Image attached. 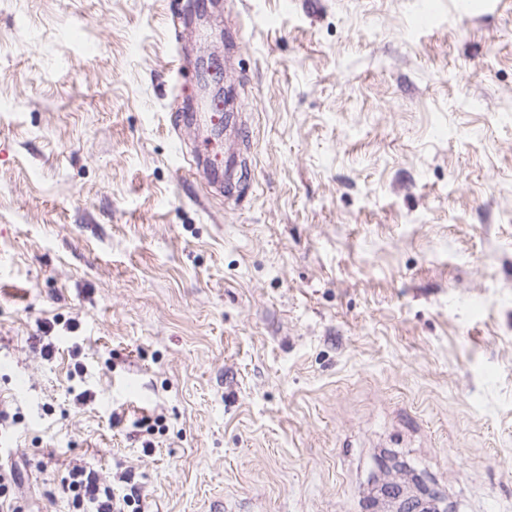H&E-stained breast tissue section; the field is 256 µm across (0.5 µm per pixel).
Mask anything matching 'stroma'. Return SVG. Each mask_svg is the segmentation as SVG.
<instances>
[{"instance_id": "1", "label": "stroma", "mask_w": 512, "mask_h": 512, "mask_svg": "<svg viewBox=\"0 0 512 512\" xmlns=\"http://www.w3.org/2000/svg\"><path fill=\"white\" fill-rule=\"evenodd\" d=\"M417 2L0 0V467L28 512H71L74 463L145 512H370L384 452L448 512H512V0ZM214 58L216 143L173 100L203 111ZM222 172L223 166L222 163L219 162V155L217 154L214 158L207 156L205 164L202 167L197 168L196 175L204 181L207 187L222 192Z\"/></svg>"}]
</instances>
